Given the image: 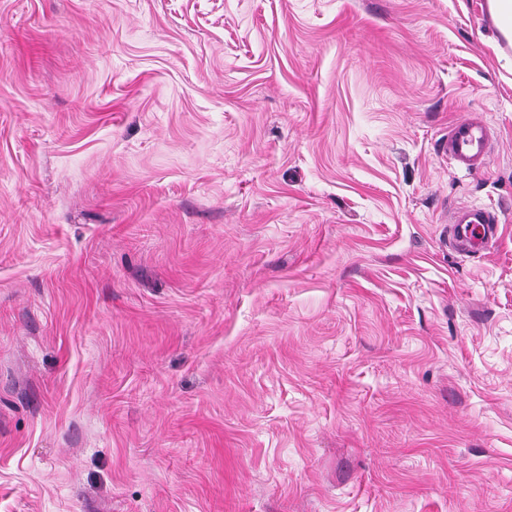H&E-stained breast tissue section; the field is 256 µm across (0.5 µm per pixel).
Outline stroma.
Instances as JSON below:
<instances>
[{
  "label": "stroma",
  "mask_w": 512,
  "mask_h": 512,
  "mask_svg": "<svg viewBox=\"0 0 512 512\" xmlns=\"http://www.w3.org/2000/svg\"><path fill=\"white\" fill-rule=\"evenodd\" d=\"M0 512H512L488 0H0ZM490 127L479 118H463L448 127V159L469 171L479 170L489 153ZM451 243L469 252L479 245L487 246L499 238L501 220L498 214L481 206H463L453 211L449 222Z\"/></svg>",
  "instance_id": "stroma-1"
}]
</instances>
